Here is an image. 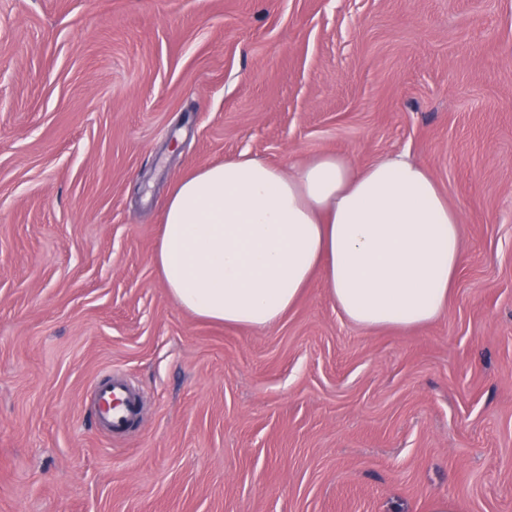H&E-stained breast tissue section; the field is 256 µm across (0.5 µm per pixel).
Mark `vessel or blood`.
<instances>
[{
	"label": "vessel or blood",
	"mask_w": 512,
	"mask_h": 512,
	"mask_svg": "<svg viewBox=\"0 0 512 512\" xmlns=\"http://www.w3.org/2000/svg\"><path fill=\"white\" fill-rule=\"evenodd\" d=\"M140 413V398L117 377L99 380L92 420L97 429L118 433Z\"/></svg>",
	"instance_id": "b4317fda"
}]
</instances>
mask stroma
Returning a JSON list of instances; mask_svg holds the SVG:
<instances>
[{
    "instance_id": "35a3bbf8",
    "label": "stroma",
    "mask_w": 512,
    "mask_h": 512,
    "mask_svg": "<svg viewBox=\"0 0 512 512\" xmlns=\"http://www.w3.org/2000/svg\"><path fill=\"white\" fill-rule=\"evenodd\" d=\"M404 152L460 214L406 330L323 279L264 329L179 308L171 187ZM142 394L107 439L87 397ZM512 512V0H0V512Z\"/></svg>"
}]
</instances>
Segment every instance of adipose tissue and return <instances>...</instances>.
Returning <instances> with one entry per match:
<instances>
[{"label": "adipose tissue", "instance_id": "obj_1", "mask_svg": "<svg viewBox=\"0 0 512 512\" xmlns=\"http://www.w3.org/2000/svg\"><path fill=\"white\" fill-rule=\"evenodd\" d=\"M464 259L458 211L401 154L366 167L326 153L290 172L245 155L201 168L172 189L155 253L181 309L256 329L318 273L355 324H427Z\"/></svg>", "mask_w": 512, "mask_h": 512}]
</instances>
